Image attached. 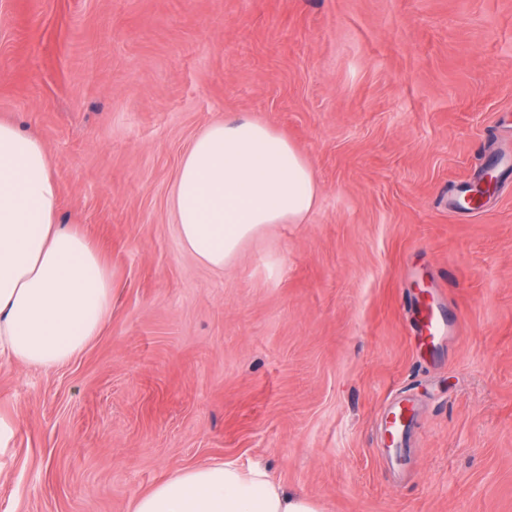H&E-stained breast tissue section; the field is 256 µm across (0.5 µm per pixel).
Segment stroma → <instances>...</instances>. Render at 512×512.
Returning <instances> with one entry per match:
<instances>
[{
    "mask_svg": "<svg viewBox=\"0 0 512 512\" xmlns=\"http://www.w3.org/2000/svg\"><path fill=\"white\" fill-rule=\"evenodd\" d=\"M240 117L319 196L218 271L171 195L194 136ZM0 121L39 136L112 271L85 350L0 364V512H129L224 459L322 512H512V0H0ZM417 301L447 338L420 343ZM391 413L394 415L388 421V429L394 438L395 435H398L413 422L414 407L409 400H403L398 403V406Z\"/></svg>",
    "mask_w": 512,
    "mask_h": 512,
    "instance_id": "obj_1",
    "label": "stroma"
}]
</instances>
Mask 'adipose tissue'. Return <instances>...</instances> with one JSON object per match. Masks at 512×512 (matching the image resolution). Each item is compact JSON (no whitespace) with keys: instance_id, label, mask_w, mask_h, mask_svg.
<instances>
[{"instance_id":"obj_1","label":"adipose tissue","mask_w":512,"mask_h":512,"mask_svg":"<svg viewBox=\"0 0 512 512\" xmlns=\"http://www.w3.org/2000/svg\"><path fill=\"white\" fill-rule=\"evenodd\" d=\"M313 171L271 127L217 121L184 154L172 195L181 244L224 268L270 224H302ZM59 186L41 139L0 121V361L52 370L82 352L112 315V276L96 244L58 218ZM131 512H321L261 467L227 459L178 469Z\"/></svg>"}]
</instances>
